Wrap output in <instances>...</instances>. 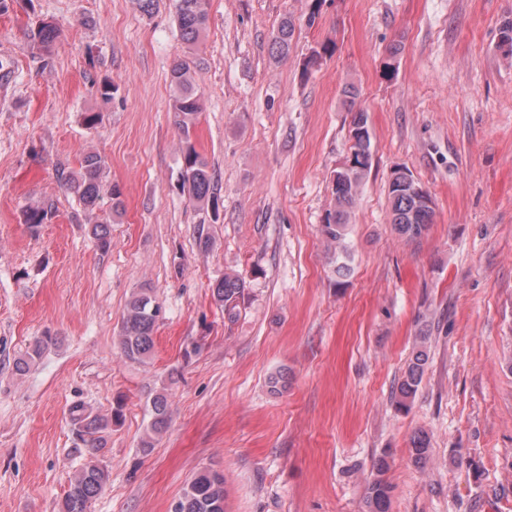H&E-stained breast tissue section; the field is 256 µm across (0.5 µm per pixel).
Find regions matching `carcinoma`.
I'll list each match as a JSON object with an SVG mask.
<instances>
[{
    "label": "carcinoma",
    "instance_id": "cac0c4a2",
    "mask_svg": "<svg viewBox=\"0 0 512 512\" xmlns=\"http://www.w3.org/2000/svg\"><path fill=\"white\" fill-rule=\"evenodd\" d=\"M175 17L181 39L186 44L188 56L178 60L171 68V85L174 97L171 106V120L181 134L183 143L182 165L179 187L188 194L190 201L199 207H216L220 187L209 170L207 161L196 151L192 142L194 129L201 112V96L192 77L197 68L194 47L207 29V0H175ZM292 19L284 17L274 32L270 52L280 62L288 58L294 36ZM57 30L51 23H42L30 34L33 46L48 51L56 39ZM335 45L322 43L312 50L304 60L302 74H308L326 55L333 53ZM343 105L352 113L350 130H365V137L350 145L352 166L339 172L335 179L334 206L326 212L322 234L334 249L336 272L344 275L350 272V253L346 239L352 209L360 195L364 181L371 168V136L368 132L365 110L356 107L358 91L348 84L342 88ZM103 158L90 151L83 156L78 172L65 179L66 189L77 198L83 210L88 213L90 235L98 249L106 251L112 246L110 217H100L97 208L103 195L112 200V213L120 214L122 201L118 185L106 186L102 179ZM388 199L391 205V224L394 230L410 239L421 237L433 220L434 209L426 205L415 192L399 187L393 181L389 184ZM51 207L43 204L30 205L23 213L24 223L36 228L51 216ZM246 282L236 274L226 273L211 288L214 303L224 309L228 321H234L244 305ZM159 306L149 288H142L127 300L121 324L120 345L124 356L132 362L149 358L154 349V333ZM427 337H419L412 357L392 392L393 405L399 412L407 411L422 383L428 360ZM58 342V338L45 335L34 339L24 357L18 359L15 371H26L30 363L42 356L44 351ZM80 436L90 448L98 451L106 446V435L112 431V424L121 418V409L114 408L108 415H101L76 406L72 411ZM150 425L143 439V448L154 447V437L166 431L170 422V404L165 392H158L150 399ZM429 438L422 434L413 440L412 457L415 463L424 464L430 457ZM390 469L387 455L378 456L373 464V478L368 483L362 502V512H389L392 486L386 478ZM109 481V472L103 465L91 461L81 467L72 477L69 490L63 500L60 512H89L92 502L103 491ZM174 512H224V474L204 468L197 471L175 505Z\"/></svg>",
    "mask_w": 512,
    "mask_h": 512
}]
</instances>
